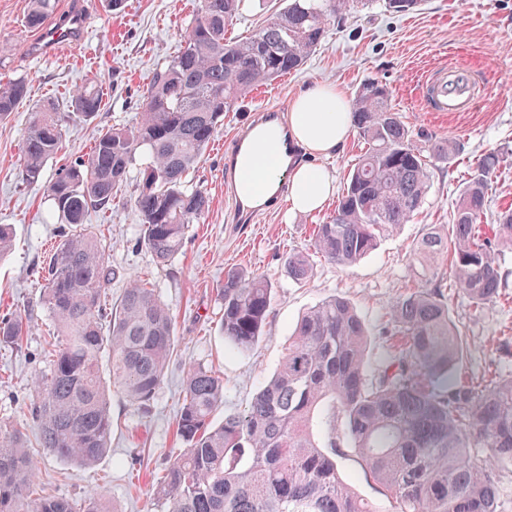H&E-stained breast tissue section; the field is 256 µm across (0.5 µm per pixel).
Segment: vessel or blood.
<instances>
[{"mask_svg": "<svg viewBox=\"0 0 512 512\" xmlns=\"http://www.w3.org/2000/svg\"><path fill=\"white\" fill-rule=\"evenodd\" d=\"M87 26V17L68 14L66 25L54 24L44 30L38 42L40 53H51L64 39L80 40ZM477 97L478 88L472 69L460 66L439 72L424 91V100L433 112L470 111Z\"/></svg>", "mask_w": 512, "mask_h": 512, "instance_id": "b4317fda", "label": "vessel or blood"}]
</instances>
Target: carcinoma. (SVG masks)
Segmentation results:
<instances>
[{"instance_id": "cac0c4a2", "label": "carcinoma", "mask_w": 512, "mask_h": 512, "mask_svg": "<svg viewBox=\"0 0 512 512\" xmlns=\"http://www.w3.org/2000/svg\"><path fill=\"white\" fill-rule=\"evenodd\" d=\"M370 0H282L249 36L225 37L250 0H199L175 55L155 68L135 124L99 134L87 156L59 169L48 185L52 215L68 226L39 281L54 336L48 368L34 381L36 443L80 466L110 448L109 394L100 370L111 360L112 381L145 408L174 352V322L156 289L133 280L121 297L101 301L112 271L106 245L88 224L127 198L128 174L140 161L136 194L139 245L160 263L177 256L189 225L209 208L190 184L224 113L258 86L296 71L320 46L331 17ZM54 0H32L27 25L40 28ZM22 81L0 85V119L25 98ZM389 90L363 84L352 118L364 151L349 171L336 210L315 225L312 252L288 255V276L304 282L311 254L349 267L373 253L382 235L418 213L429 169L457 151L450 140L427 151L415 144ZM101 97L94 85L70 100L71 116L91 120ZM63 148V117L55 104L35 114L23 133L26 180ZM498 156L479 159L462 190L448 230L432 227L413 257L448 262L455 288L483 307L500 297L497 245L512 243V212L487 236L488 177ZM221 331L238 351L252 348L271 312L272 285L262 274H224ZM393 350L377 373L367 371L365 326L340 297L308 309L296 323L278 369L249 406L214 413L224 403V379L204 366L187 372L178 432L186 448L158 483L160 512H379L338 474L342 448L357 451L364 472L395 504V512H499L495 468L512 463V374L474 386L453 367L463 355L442 285L416 286L390 313ZM23 320L0 321V348H16ZM485 449L482 462L473 450ZM36 463L23 432L0 424V512H114L102 495L79 501L34 489Z\"/></svg>"}]
</instances>
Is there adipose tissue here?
Instances as JSON below:
<instances>
[{"mask_svg":"<svg viewBox=\"0 0 512 512\" xmlns=\"http://www.w3.org/2000/svg\"><path fill=\"white\" fill-rule=\"evenodd\" d=\"M352 131L350 99L330 81H318L292 96L286 126L257 129L245 145L235 167L245 174L248 187L241 193L252 206H260L287 187L292 209L320 212L333 195L330 174L312 165V158H328L342 149ZM303 149L309 163L295 159Z\"/></svg>","mask_w":512,"mask_h":512,"instance_id":"ef3b65f1","label":"adipose tissue"}]
</instances>
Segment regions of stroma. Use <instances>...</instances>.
Wrapping results in <instances>:
<instances>
[{
    "label": "stroma",
    "mask_w": 512,
    "mask_h": 512,
    "mask_svg": "<svg viewBox=\"0 0 512 512\" xmlns=\"http://www.w3.org/2000/svg\"><path fill=\"white\" fill-rule=\"evenodd\" d=\"M197 3L124 0L115 14L102 0H55L56 14L79 10L90 25L81 41H61L43 58L28 51L37 36L26 24L29 0H0V83L28 84L26 99L0 120V224L14 232L12 251L0 258V318L19 314L26 324L19 347L0 350V423L27 438L37 433L30 411L33 380L46 368L44 347L52 328L38 273L64 233L50 216L47 186L62 163L89 153L100 130L134 123L153 70L179 46ZM451 63L476 70L478 101L469 112L427 111L421 84ZM324 80L351 96L369 81L386 85L392 108L416 143L431 147L452 140L458 150L450 160L433 163L419 213L389 229L372 255L349 268L314 259L310 277L298 284L284 262L289 253L309 248L322 215L284 206L261 213L253 223H237L224 195V149L235 130L251 122L254 109L287 108L302 86ZM90 82L103 96L100 112L89 121L66 120L62 152L37 182H26L19 156L35 112L51 101H70ZM490 152L498 154L499 163L488 180V224L512 207V0H422L409 13L394 12L388 0H373L363 10L336 15L322 46L298 70L258 87L225 113L194 173L195 184L210 198L209 209L190 225L174 260L157 262L138 247L134 205L90 214L114 272L107 301H115L134 278L155 288L174 316L175 348L149 407L132 405L120 389H111V446L93 467L32 448L36 485L63 498L104 495L115 512H155L154 477L184 448L176 430L189 367L203 365L223 377V413L243 410L276 370L298 318L326 298L342 297L360 315L368 332L367 368L375 370L386 354L383 327L398 296L433 281L413 258L417 242L428 225L451 223L477 160ZM500 259L497 302L478 309L465 295L448 294L450 315L466 344L460 368L469 377L512 372V249L502 248ZM236 268L264 274L272 283L270 318L258 343L243 352L224 340L217 294L225 273ZM337 468L358 496L379 512H392V501L364 474L354 449H345Z\"/></svg>",
    "instance_id": "stroma-1"
}]
</instances>
